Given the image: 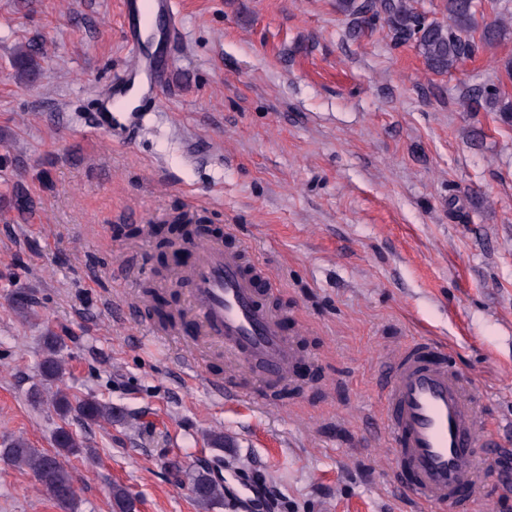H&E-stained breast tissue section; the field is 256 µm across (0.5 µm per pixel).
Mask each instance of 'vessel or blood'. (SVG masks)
<instances>
[{
  "instance_id": "obj_1",
  "label": "vessel or blood",
  "mask_w": 512,
  "mask_h": 512,
  "mask_svg": "<svg viewBox=\"0 0 512 512\" xmlns=\"http://www.w3.org/2000/svg\"><path fill=\"white\" fill-rule=\"evenodd\" d=\"M174 0H123V35L132 62L115 74L100 97L95 115L111 141L125 142L140 125L139 102L151 101L166 84L182 44L181 27L172 18ZM194 264L179 278L185 289L186 316L208 342L246 366H257L269 384L285 380L307 357L281 328L268 299L270 275L250 263L242 245H225L212 234L195 237ZM200 343H183L180 362L188 373L205 378L213 393L243 399L233 381L210 376ZM381 421L394 475L425 512L440 506L475 512L486 502L485 485L476 477L484 454L481 407L465 375L448 360L442 346L421 338L393 354L380 381Z\"/></svg>"
}]
</instances>
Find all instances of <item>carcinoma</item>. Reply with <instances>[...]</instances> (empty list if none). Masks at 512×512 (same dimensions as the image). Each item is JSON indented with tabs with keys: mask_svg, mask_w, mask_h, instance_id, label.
Segmentation results:
<instances>
[{
	"mask_svg": "<svg viewBox=\"0 0 512 512\" xmlns=\"http://www.w3.org/2000/svg\"><path fill=\"white\" fill-rule=\"evenodd\" d=\"M341 10L350 17L352 24L363 28L366 15L383 18L397 40L412 39L425 59L429 69L435 73H450L472 58L479 48L491 47L506 35L502 24H486L476 31L475 0H447L448 21H428L411 4V0H340ZM37 45H24L16 50L13 66L19 80L30 83L40 71ZM464 103L470 112L482 109L500 112L504 118L512 115V102L500 98L495 90H472ZM0 206L21 212L31 209V203L17 191L0 198ZM44 381L54 383L62 380L65 365L60 357V343L55 335L45 338L39 364ZM56 413L67 419L74 415L86 423L96 424L112 421L115 410L112 405L94 398L70 397L62 390L51 397ZM56 450L52 453L39 451L21 438H12L0 445V461L4 464L31 473L35 480L56 502L62 512H73L76 500L74 480L65 458L80 452L82 442L67 428L60 427L55 434ZM189 490L201 512L210 510L224 501V486L211 471L198 467L187 472ZM113 512H133L136 498L131 491L114 484L110 488Z\"/></svg>",
	"mask_w": 512,
	"mask_h": 512,
	"instance_id": "1",
	"label": "carcinoma"
}]
</instances>
